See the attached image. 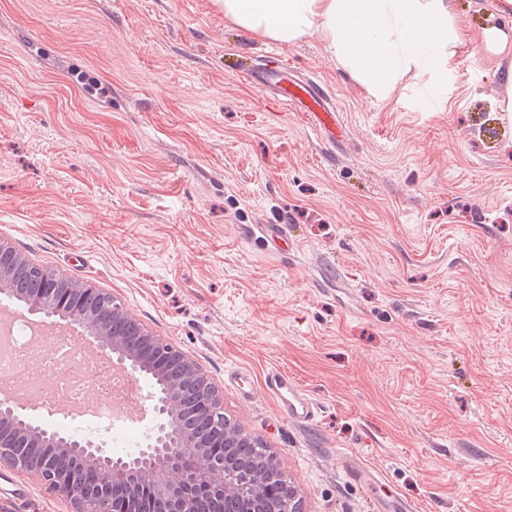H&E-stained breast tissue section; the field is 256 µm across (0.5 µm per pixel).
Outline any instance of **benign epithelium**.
Wrapping results in <instances>:
<instances>
[{
	"instance_id": "7a95c632",
	"label": "benign epithelium",
	"mask_w": 512,
	"mask_h": 512,
	"mask_svg": "<svg viewBox=\"0 0 512 512\" xmlns=\"http://www.w3.org/2000/svg\"><path fill=\"white\" fill-rule=\"evenodd\" d=\"M54 279L60 287L22 297L13 288L14 270L0 264V302L20 304L31 315L60 317L83 328L127 373L150 384L155 424L141 448L117 457L107 444L108 429L99 427L87 434L54 429L1 397V466L37 477L47 489L68 499L73 512H93L95 501L106 505L105 512H138V502L148 498L165 503L167 512H201L202 502L210 512H221L223 505L236 500L250 502L252 512H300L295 493L273 505V475L282 473L275 455H265L247 471L224 464V449L251 435L224 416L218 390L207 391L196 401L184 399L183 383L208 379L187 355L129 315L117 296L58 271ZM166 353L180 356L184 376L170 372L162 360ZM21 443L45 458L94 471L97 482L75 486L66 467L50 468L21 455L17 450Z\"/></svg>"
}]
</instances>
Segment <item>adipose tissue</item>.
<instances>
[{
	"instance_id": "ef3b65f1",
	"label": "adipose tissue",
	"mask_w": 512,
	"mask_h": 512,
	"mask_svg": "<svg viewBox=\"0 0 512 512\" xmlns=\"http://www.w3.org/2000/svg\"><path fill=\"white\" fill-rule=\"evenodd\" d=\"M253 36L291 44L318 33L377 100H393L413 70L440 71L464 36L446 0H214Z\"/></svg>"
}]
</instances>
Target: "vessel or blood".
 Listing matches in <instances>:
<instances>
[{
  "label": "vessel or blood",
  "instance_id": "b4317fda",
  "mask_svg": "<svg viewBox=\"0 0 512 512\" xmlns=\"http://www.w3.org/2000/svg\"><path fill=\"white\" fill-rule=\"evenodd\" d=\"M288 73L287 60L276 53L262 68L249 71L248 77L252 83L274 93L285 108L304 113L315 129H334L336 107L327 91L314 79L294 81L289 79ZM265 386L277 398L282 413L289 420L303 424L314 418L316 404L288 372L271 370L266 375Z\"/></svg>",
  "mask_w": 512,
  "mask_h": 512
}]
</instances>
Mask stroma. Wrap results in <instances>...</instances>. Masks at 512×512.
Listing matches in <instances>:
<instances>
[{
	"label": "stroma",
	"mask_w": 512,
	"mask_h": 512,
	"mask_svg": "<svg viewBox=\"0 0 512 512\" xmlns=\"http://www.w3.org/2000/svg\"><path fill=\"white\" fill-rule=\"evenodd\" d=\"M448 3L447 69L384 103L319 36L276 46L213 0H0V238L186 353L303 512H512V56L478 39L512 13ZM275 48L342 137L244 76ZM273 367L313 422L265 391ZM0 512L72 506L0 467ZM265 386L277 398L282 413L289 420L303 424L314 418L316 404L288 372L271 370L266 375Z\"/></svg>",
	"instance_id": "35a3bbf8"
}]
</instances>
